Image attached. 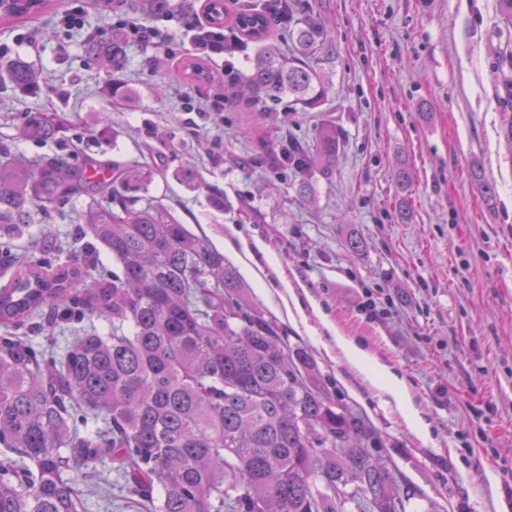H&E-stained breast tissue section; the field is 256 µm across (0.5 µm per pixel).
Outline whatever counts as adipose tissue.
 <instances>
[{"instance_id": "adipose-tissue-1", "label": "adipose tissue", "mask_w": 512, "mask_h": 512, "mask_svg": "<svg viewBox=\"0 0 512 512\" xmlns=\"http://www.w3.org/2000/svg\"><path fill=\"white\" fill-rule=\"evenodd\" d=\"M336 348L353 369L366 374L374 384L391 395L404 411L411 432L421 440H429V428L418 410L414 409L405 384L391 369L374 359L355 339L337 336Z\"/></svg>"}]
</instances>
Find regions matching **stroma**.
Masks as SVG:
<instances>
[{"label":"stroma","mask_w":512,"mask_h":512,"mask_svg":"<svg viewBox=\"0 0 512 512\" xmlns=\"http://www.w3.org/2000/svg\"><path fill=\"white\" fill-rule=\"evenodd\" d=\"M66 0L22 23H0V46L38 71L45 89L0 86V140L26 160L67 155L121 166L145 163L146 196L225 253L248 303L305 347L341 404L378 430L413 498L407 512H512V155L502 134L487 47L495 0H331L336 40L333 89L318 112L231 108L187 112L185 98L211 88L193 81L196 57L177 22L180 46L126 44L114 73L87 54L111 22L85 0L83 30L56 29ZM27 112L52 114L57 138L20 137ZM336 128L340 150L328 174L302 172L280 156L289 139L313 144ZM409 173L407 189L394 180ZM195 182H185V169ZM480 169L496 187L485 201L472 185ZM309 182L311 197L299 193ZM224 198L215 210L211 195ZM407 201L408 220L397 216ZM87 205L76 196L53 212V257L65 261ZM362 242L350 254L345 242ZM373 298L389 313L363 311ZM359 341L408 387L430 441L407 428L379 387L332 354L335 334ZM84 512H141L116 473L85 477Z\"/></svg>","instance_id":"stroma-1"}]
</instances>
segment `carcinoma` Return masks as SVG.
Here are the masks:
<instances>
[{"instance_id": "carcinoma-1", "label": "carcinoma", "mask_w": 512, "mask_h": 512, "mask_svg": "<svg viewBox=\"0 0 512 512\" xmlns=\"http://www.w3.org/2000/svg\"><path fill=\"white\" fill-rule=\"evenodd\" d=\"M329 0H288V34L275 39L266 9L243 5L231 24L257 46L234 99L276 102L303 112L327 100L336 40ZM11 18L45 0H0ZM86 51L117 69L124 42L89 41ZM496 104L512 156V40L490 45ZM12 87L37 92L25 60L4 68ZM55 118L34 113L24 138H52ZM339 134L324 127L290 158L328 173ZM89 174L58 156L27 164L0 145V240L20 236L35 214L73 194L90 199L86 232L116 262L108 279L89 254L63 264L48 240L19 257L0 286V512H81L78 476L112 466L149 512H406L410 500L381 459L383 441L336 403L309 353L247 303L224 255L159 204L135 195L150 178L131 166ZM100 316L55 357L18 336L59 320Z\"/></svg>"}]
</instances>
